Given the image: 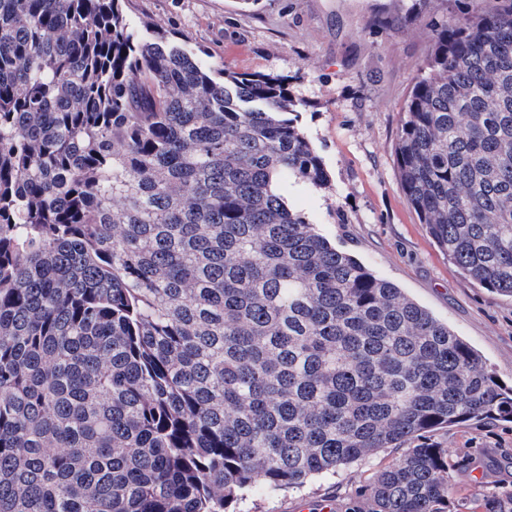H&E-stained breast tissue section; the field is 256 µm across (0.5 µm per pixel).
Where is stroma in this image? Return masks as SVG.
<instances>
[{
    "mask_svg": "<svg viewBox=\"0 0 512 512\" xmlns=\"http://www.w3.org/2000/svg\"><path fill=\"white\" fill-rule=\"evenodd\" d=\"M471 9L470 0H130L127 16L203 50L205 64L288 76L299 126L329 176L320 191L288 179L291 205L512 387V297L478 286L440 251L407 203L396 157L401 112L436 29ZM432 439L454 464L449 512H483L489 493L512 489L511 422H463ZM397 454L382 449L299 488L256 487L234 512H350L358 487Z\"/></svg>",
    "mask_w": 512,
    "mask_h": 512,
    "instance_id": "35a3bbf8",
    "label": "stroma"
}]
</instances>
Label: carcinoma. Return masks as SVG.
Wrapping results in <instances>:
<instances>
[{
	"label": "carcinoma",
	"instance_id": "carcinoma-1",
	"mask_svg": "<svg viewBox=\"0 0 512 512\" xmlns=\"http://www.w3.org/2000/svg\"><path fill=\"white\" fill-rule=\"evenodd\" d=\"M127 4L0 0V512H227L383 448L354 512H448L427 437L512 421V388L289 206L329 177L288 77L220 76ZM473 4L397 162L441 252L512 297V0Z\"/></svg>",
	"mask_w": 512,
	"mask_h": 512
}]
</instances>
